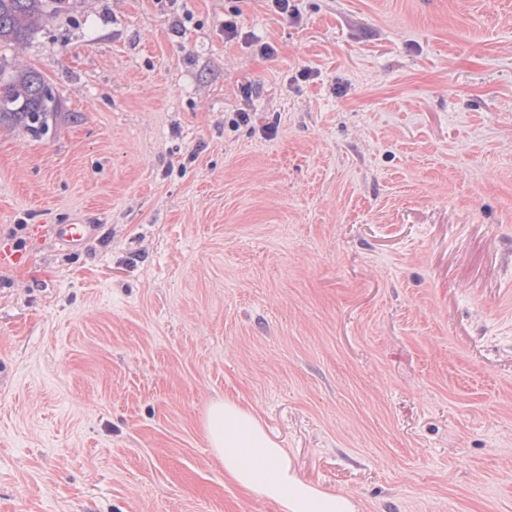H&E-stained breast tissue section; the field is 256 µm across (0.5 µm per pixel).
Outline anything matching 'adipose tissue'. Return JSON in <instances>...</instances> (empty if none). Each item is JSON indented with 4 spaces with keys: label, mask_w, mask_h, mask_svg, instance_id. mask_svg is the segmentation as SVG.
Masks as SVG:
<instances>
[{
    "label": "adipose tissue",
    "mask_w": 512,
    "mask_h": 512,
    "mask_svg": "<svg viewBox=\"0 0 512 512\" xmlns=\"http://www.w3.org/2000/svg\"><path fill=\"white\" fill-rule=\"evenodd\" d=\"M202 432L225 476L245 492L276 504L279 512H360L353 496L300 477L257 414L235 399L212 401Z\"/></svg>",
    "instance_id": "obj_1"
}]
</instances>
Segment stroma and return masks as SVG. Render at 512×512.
<instances>
[{
	"label": "stroma",
	"mask_w": 512,
	"mask_h": 512,
	"mask_svg": "<svg viewBox=\"0 0 512 512\" xmlns=\"http://www.w3.org/2000/svg\"><path fill=\"white\" fill-rule=\"evenodd\" d=\"M295 4L0 47L60 99L0 125V512H278L211 455L224 396L361 512H512V0ZM59 241L68 246H79L87 241L93 233L90 224H64L54 227Z\"/></svg>",
	"instance_id": "stroma-1"
}]
</instances>
